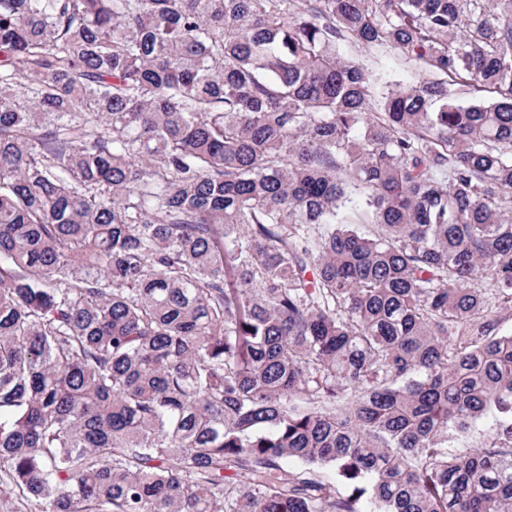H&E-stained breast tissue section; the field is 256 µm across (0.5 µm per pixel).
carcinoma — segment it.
Masks as SVG:
<instances>
[{"mask_svg":"<svg viewBox=\"0 0 512 512\" xmlns=\"http://www.w3.org/2000/svg\"><path fill=\"white\" fill-rule=\"evenodd\" d=\"M497 303L512 0H0L3 512H512ZM345 55L362 64L380 87L386 82L412 86L419 80L414 66L394 51L351 45L345 50ZM496 424L497 418L494 416H488L482 419L470 433L457 441L452 449L457 452H468L481 448L486 439V435L496 427Z\"/></svg>","mask_w":512,"mask_h":512,"instance_id":"carcinoma-1","label":"carcinoma"}]
</instances>
